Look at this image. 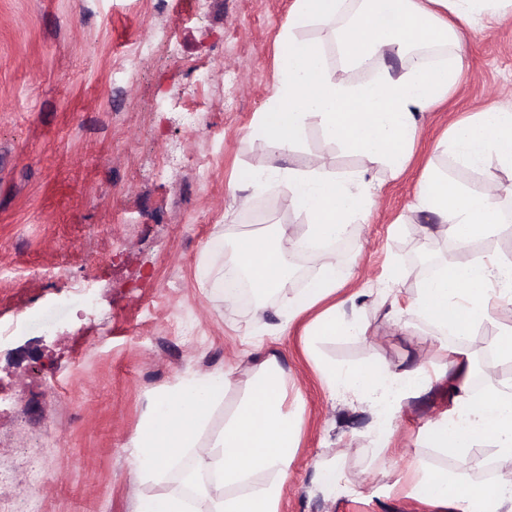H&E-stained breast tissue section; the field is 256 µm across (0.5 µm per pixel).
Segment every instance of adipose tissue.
Wrapping results in <instances>:
<instances>
[{
  "label": "adipose tissue",
  "mask_w": 512,
  "mask_h": 512,
  "mask_svg": "<svg viewBox=\"0 0 512 512\" xmlns=\"http://www.w3.org/2000/svg\"><path fill=\"white\" fill-rule=\"evenodd\" d=\"M506 0H366L339 39L346 65L359 67L375 58L396 57L401 71L384 70L365 84L349 82L329 70L318 43L297 38L298 30L318 21L330 26L347 11L346 0H294L283 27L285 59L279 82L258 123V133L273 157L288 154L307 127L318 125L324 137L358 153L366 166L399 173L407 164L419 132V117L445 98L459 78L457 62L431 64L426 49H459L477 11L502 7ZM460 168L482 170L488 157L512 169V106H491L452 125L437 145ZM278 181L291 209L303 212V232L274 224L265 232L239 238L224 259L226 270L242 272L258 293H276L288 284L296 256L321 258V272L311 288L286 303L294 321L333 294L338 286L327 249L346 236L351 224L365 223L373 190L360 188L355 175H338L320 162L304 169L275 166L256 171L251 184ZM500 187L486 177L471 191L440 168L427 166L413 207L428 218L424 235L439 232L453 240L466 260L444 265L422 280L415 295L393 299L391 308L405 320L419 319L438 333L437 356L464 373L463 360L448 353L449 336H467L489 318L498 303L512 299V279L503 278V261L493 253L474 255L475 246L504 219ZM330 390H351L379 408L383 430H391L400 398L432 383L422 367L339 369L322 366ZM229 378L223 373L190 377L156 394L134 445L135 468L157 477L162 465L193 451L195 471L217 476L201 487L207 512H279L297 446V410H285L288 375L276 356L258 358L247 399L226 418L223 429L201 439ZM461 423H444L433 435L440 449L454 448L463 458L456 470L437 468L414 473L415 493L436 512H512V496L495 486L476 488L467 472L466 451L476 436L492 437L500 468L512 469V385L489 386L475 395L460 384L454 399Z\"/></svg>",
  "instance_id": "ef3b65f1"
}]
</instances>
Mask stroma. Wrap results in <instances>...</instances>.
I'll return each mask as SVG.
<instances>
[{
	"instance_id": "1",
	"label": "stroma",
	"mask_w": 512,
	"mask_h": 512,
	"mask_svg": "<svg viewBox=\"0 0 512 512\" xmlns=\"http://www.w3.org/2000/svg\"><path fill=\"white\" fill-rule=\"evenodd\" d=\"M293 0H0V469L18 496L30 465L44 481V512H134L141 493H165L193 461L185 454L160 480L134 470V438L157 393L191 376L228 372L210 431L247 396L254 360L274 353L300 395L299 445L279 512H431L403 478L410 464L455 468L432 432L448 419L454 370L401 401L394 429L372 434L374 413L353 394H332L316 361L339 367L434 369V330L402 328L393 297L415 294L425 272L410 261H453L444 237L423 245L411 206L448 127L485 108L512 105V7L479 15L466 36L457 85L421 120L399 175L310 126L282 159L254 134L282 65L280 37ZM154 52L139 55L140 43ZM211 70L203 83L198 75ZM199 112V130L180 114ZM340 175L363 172L376 192L366 223L351 225L347 252H332L339 286L368 326L357 338L308 350L307 312L284 331L250 336L255 318L277 324L280 297L226 305L214 286L217 243L269 224L303 227L276 187L249 188L277 164L304 168L314 157ZM404 269L392 279L393 264ZM97 299L89 312L86 296ZM512 323V307L477 325L463 351L469 374L502 383L485 359V336ZM40 350L43 367L19 349ZM386 455H379V448ZM336 468L339 489L319 481Z\"/></svg>"
}]
</instances>
